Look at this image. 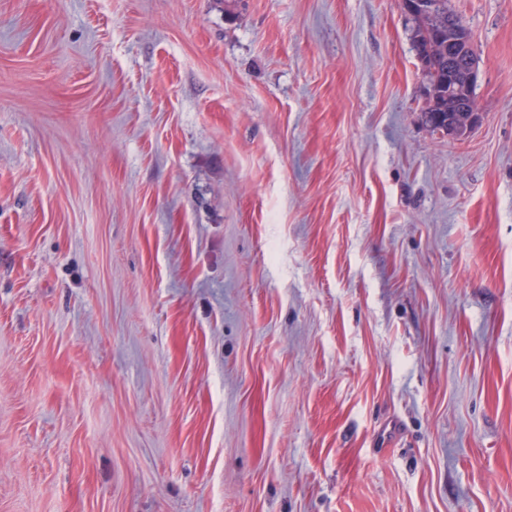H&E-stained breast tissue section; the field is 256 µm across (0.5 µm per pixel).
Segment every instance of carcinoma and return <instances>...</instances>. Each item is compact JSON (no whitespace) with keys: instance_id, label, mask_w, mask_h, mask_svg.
Instances as JSON below:
<instances>
[{"instance_id":"1","label":"carcinoma","mask_w":512,"mask_h":512,"mask_svg":"<svg viewBox=\"0 0 512 512\" xmlns=\"http://www.w3.org/2000/svg\"><path fill=\"white\" fill-rule=\"evenodd\" d=\"M411 20L413 45L428 83L424 121L433 131L446 133L448 124L455 123L458 116L448 111V79L465 81V60L474 54L471 36L448 0H421ZM450 35L459 41V51L453 57L446 50Z\"/></svg>"}]
</instances>
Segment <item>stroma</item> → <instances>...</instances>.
<instances>
[{"mask_svg": "<svg viewBox=\"0 0 512 512\" xmlns=\"http://www.w3.org/2000/svg\"><path fill=\"white\" fill-rule=\"evenodd\" d=\"M0 0V512H512V0ZM419 2L423 3L417 6L410 18L414 24L413 45L428 83V96L422 114L426 125L434 132L455 135L448 120L450 124L456 123L458 112H463L459 114L461 121L469 126L476 122L479 115L475 109V91L463 100L464 105L472 108L452 111L448 103L463 99L464 90L469 91L478 83L479 68L475 62L470 63L467 74L465 73L466 57H476L471 36L461 17L450 8L448 0ZM448 32L459 41L460 48L454 57H448L455 50L454 41L448 39ZM442 46L445 47L444 50L441 49ZM450 78L460 84L465 81V88L461 90L458 84L448 81Z\"/></svg>", "mask_w": 512, "mask_h": 512, "instance_id": "1", "label": "stroma"}]
</instances>
